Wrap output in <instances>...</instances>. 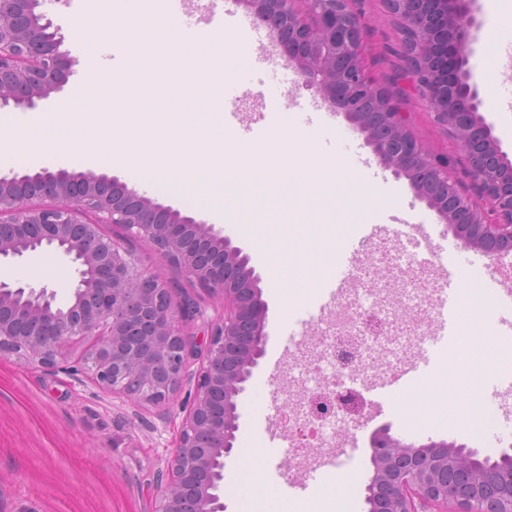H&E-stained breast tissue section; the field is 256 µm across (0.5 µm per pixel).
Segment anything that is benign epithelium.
<instances>
[{
    "label": "benign epithelium",
    "mask_w": 512,
    "mask_h": 512,
    "mask_svg": "<svg viewBox=\"0 0 512 512\" xmlns=\"http://www.w3.org/2000/svg\"><path fill=\"white\" fill-rule=\"evenodd\" d=\"M269 30L304 85L316 88L366 135L380 164L404 177L463 246L489 256L512 252V155L479 112L466 46L480 22L469 0H386L402 32L403 69L435 121L458 141L476 195L414 136L400 98L377 82L363 58L356 0H241ZM43 0H0V112L36 111L63 86L75 60L41 7ZM119 224L150 242L170 267L190 274L229 312L203 349L181 323L193 302L172 300V284L146 276L139 259L104 234ZM54 252L76 266L66 300L53 290L0 279V355L52 369L75 340L88 347L82 370L104 390L152 404L170 402L184 381L194 394L161 475L154 512H225V459L239 430L238 398L268 341V306L249 256L212 224L154 203L116 179L45 168L0 176V260ZM202 357L193 377L186 363ZM224 398V412L214 409ZM476 452L445 441L415 447L380 433L372 442L367 512H429L471 495L448 488V468L471 472ZM496 512H512V466L485 491Z\"/></svg>",
    "instance_id": "7a95c632"
}]
</instances>
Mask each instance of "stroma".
I'll use <instances>...</instances> for the list:
<instances>
[{
  "instance_id": "obj_1",
  "label": "stroma",
  "mask_w": 512,
  "mask_h": 512,
  "mask_svg": "<svg viewBox=\"0 0 512 512\" xmlns=\"http://www.w3.org/2000/svg\"><path fill=\"white\" fill-rule=\"evenodd\" d=\"M476 5L481 28L471 45L469 67L482 91L480 112L508 151L512 149V134L502 130V106L492 98L512 76V65L495 54L491 12L502 8L503 2L477 0ZM357 8L364 29L366 65L379 82L394 81L401 71L395 22L382 0H358ZM43 10L59 27L63 50L75 60L62 91L43 102V112L49 115L61 111L72 90L83 81L86 60L82 41L103 15L89 0H46ZM253 27L244 41L228 44L217 38L213 42L212 68L218 79L238 83L235 59L252 53L258 37L267 33L261 22H254ZM271 61L278 68L277 78L267 83L263 97L239 91L224 99L225 113L238 114L251 123L257 141L269 128L270 109L286 108L290 99L318 101L324 111L332 109L315 89L295 81V72L288 69L280 51L272 52ZM404 107L410 114L411 130L426 148L437 155H456L452 135L434 123L413 88L405 90ZM384 177L394 198V209L413 208L418 219L429 225L433 238L450 235L448 224L415 196L406 179L395 177L389 170ZM234 208L233 198H226V217L218 224L250 255L262 275L263 298L268 305V342L259 370L238 401L240 427L226 466V512H244V503L258 492L265 493L266 507L296 512L316 496L317 487L304 486L303 480L311 463L327 456L330 447L317 439L306 449L303 459L288 453L292 433L285 414L289 397L298 391L297 383L291 380L295 363L301 357L313 359L319 355V337L335 329L337 312L354 302L356 290L374 288L384 293L387 326L378 349L375 374L379 377L418 358L420 340L434 326L435 309L428 305L414 311L416 290L390 263L398 247L394 228L373 232L371 225L360 223L343 202L328 207L298 195L286 206L277 196H258L252 208L264 225L252 236L235 223ZM309 210L320 215V223H303ZM104 232L134 253L146 274L174 281L175 296L187 292L195 297L198 308L184 332L193 344H205L212 326L224 318L223 297L204 291L187 275L168 268L148 242L132 236L124 227L108 224ZM353 243L360 247V278L331 309L316 313L326 275L307 260L309 247L342 249ZM279 248L293 254L294 265L276 275L271 262L274 250ZM297 277L309 280L310 288L292 292L274 284L278 278L287 282ZM0 278L23 286H46L63 297L75 272L55 256L41 254L0 268ZM285 329L290 330V337H282ZM83 349V344H76L74 356L53 370L28 365L13 355H0V512H153L157 479L174 449L184 417L182 407L190 401L193 389L183 385L167 409L131 401L99 388L87 378L76 358ZM361 393V418L340 422L336 434L348 457L327 470L328 477H345L348 498L341 506L342 512L366 510L371 442L382 431L415 445L431 439L462 444L477 450L480 457L494 460L503 448L512 446V431L495 426L486 435L475 437L448 421L444 414L447 400L436 398L420 408L403 396L379 408L370 386H363Z\"/></svg>"
}]
</instances>
